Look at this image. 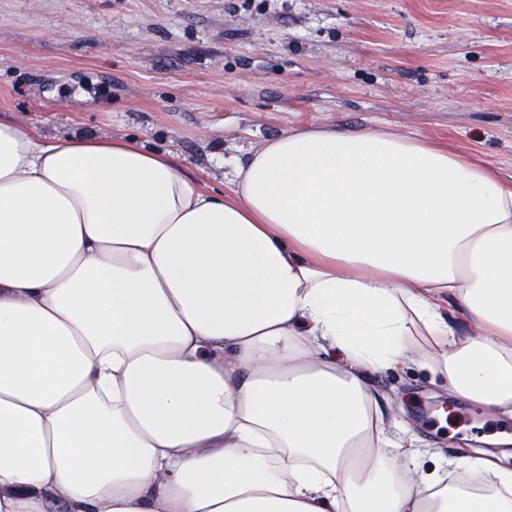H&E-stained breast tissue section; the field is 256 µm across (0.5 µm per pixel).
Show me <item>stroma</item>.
<instances>
[{"mask_svg": "<svg viewBox=\"0 0 512 512\" xmlns=\"http://www.w3.org/2000/svg\"><path fill=\"white\" fill-rule=\"evenodd\" d=\"M240 2L0 0V122L134 139L215 194L224 161L308 126L412 134L512 186V0ZM374 390L388 435L423 440L424 472L501 453L512 424L410 361Z\"/></svg>", "mask_w": 512, "mask_h": 512, "instance_id": "stroma-1", "label": "stroma"}]
</instances>
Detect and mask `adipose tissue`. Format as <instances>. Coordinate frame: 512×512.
Returning a JSON list of instances; mask_svg holds the SVG:
<instances>
[{
    "label": "adipose tissue",
    "instance_id": "adipose-tissue-1",
    "mask_svg": "<svg viewBox=\"0 0 512 512\" xmlns=\"http://www.w3.org/2000/svg\"><path fill=\"white\" fill-rule=\"evenodd\" d=\"M232 168L216 196L134 140L0 122V512H512L493 456L420 472L372 382L417 361L512 413V187L373 131Z\"/></svg>",
    "mask_w": 512,
    "mask_h": 512
}]
</instances>
